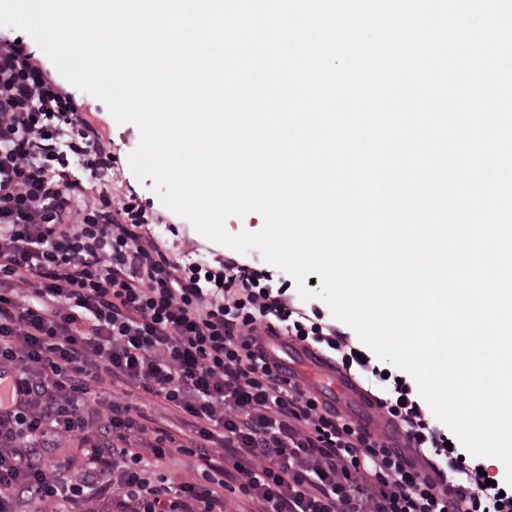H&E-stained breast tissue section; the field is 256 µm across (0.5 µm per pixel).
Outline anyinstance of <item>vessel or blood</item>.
<instances>
[{
    "instance_id": "vessel-or-blood-1",
    "label": "vessel or blood",
    "mask_w": 512,
    "mask_h": 512,
    "mask_svg": "<svg viewBox=\"0 0 512 512\" xmlns=\"http://www.w3.org/2000/svg\"><path fill=\"white\" fill-rule=\"evenodd\" d=\"M277 349L287 351L294 361L284 364L283 371L287 376H298L303 379L315 394L322 399L333 402L340 395L347 394L360 406L369 407L368 396L359 390L355 381L340 377L333 363L315 349L286 338L276 339Z\"/></svg>"
}]
</instances>
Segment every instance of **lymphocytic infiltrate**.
<instances>
[{
  "mask_svg": "<svg viewBox=\"0 0 512 512\" xmlns=\"http://www.w3.org/2000/svg\"><path fill=\"white\" fill-rule=\"evenodd\" d=\"M117 158L25 43L0 36V512H512L487 460L447 448L408 380L228 255L183 263L115 188ZM378 382L383 427L267 359L266 337ZM179 412L151 426L138 401ZM200 481L169 485L175 456Z\"/></svg>",
  "mask_w": 512,
  "mask_h": 512,
  "instance_id": "lymphocytic-infiltrate-1",
  "label": "lymphocytic infiltrate"
}]
</instances>
